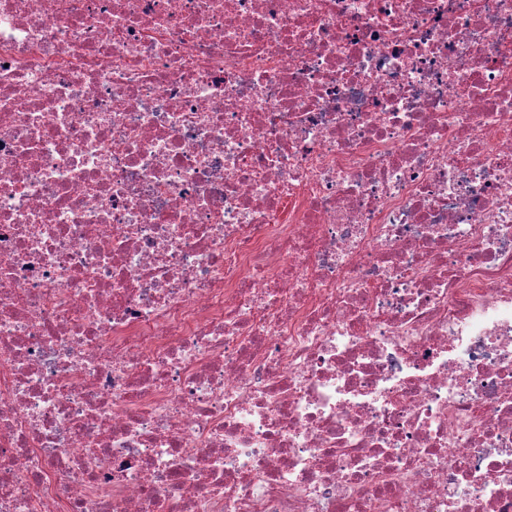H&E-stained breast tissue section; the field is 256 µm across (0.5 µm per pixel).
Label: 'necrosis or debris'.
Here are the masks:
<instances>
[{"label": "necrosis or debris", "instance_id": "necrosis-or-debris-1", "mask_svg": "<svg viewBox=\"0 0 512 512\" xmlns=\"http://www.w3.org/2000/svg\"><path fill=\"white\" fill-rule=\"evenodd\" d=\"M0 512H512V0H0Z\"/></svg>", "mask_w": 512, "mask_h": 512}]
</instances>
